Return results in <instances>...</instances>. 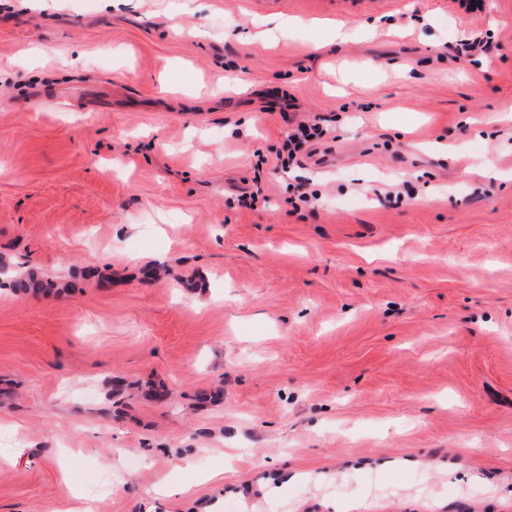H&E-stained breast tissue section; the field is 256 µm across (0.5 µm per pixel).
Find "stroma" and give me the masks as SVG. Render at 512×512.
I'll use <instances>...</instances> for the list:
<instances>
[{"mask_svg":"<svg viewBox=\"0 0 512 512\" xmlns=\"http://www.w3.org/2000/svg\"><path fill=\"white\" fill-rule=\"evenodd\" d=\"M0 258V512H512V0H0ZM324 131L318 124L300 121L295 128L288 132L282 150H279L276 155V165H280L282 169L291 167L302 144L311 139L320 138L324 135Z\"/></svg>","mask_w":512,"mask_h":512,"instance_id":"1","label":"stroma"}]
</instances>
